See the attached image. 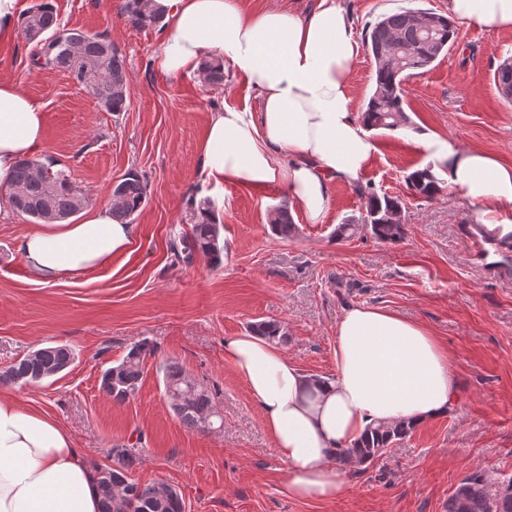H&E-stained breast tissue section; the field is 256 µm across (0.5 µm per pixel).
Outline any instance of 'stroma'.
Instances as JSON below:
<instances>
[{
    "label": "stroma",
    "instance_id": "1",
    "mask_svg": "<svg viewBox=\"0 0 512 512\" xmlns=\"http://www.w3.org/2000/svg\"><path fill=\"white\" fill-rule=\"evenodd\" d=\"M62 26L105 33L127 59L129 106L109 113L64 73L35 64L24 36L0 45V79L15 83L45 115L37 157L68 166L90 204L107 205L128 173L148 183L135 215L130 248L106 265L56 284L36 283L16 238L25 218L0 222V371L38 348L68 345L73 364L61 374L0 394L45 412L73 436L89 466L136 456L129 475L141 484L180 490L185 512H447L448 497L467 473L512 476V233L489 244L480 260L470 229L479 208L451 186L428 200L407 175L427 165L412 133L473 145L512 162V101L495 72L512 56V32L457 28L448 54L406 84L411 133L377 129L379 151L356 183L332 185L325 223H307L291 206L295 231L280 238L268 211L290 204L284 185L225 183L201 171L199 145L219 105L260 112V96L232 66L224 83L172 76L156 65L163 26L138 29L120 13L124 0H48ZM357 34L378 16L412 6L444 14L448 0H340ZM404 204L406 237L385 243L361 228L360 190ZM210 200L230 246L222 266L198 256L184 266L170 252L174 232L190 229ZM341 224L356 225L348 239ZM352 306L380 307L417 321L447 346L457 397L447 416L425 421L369 467L348 466L350 488L334 502L288 495L287 465L278 456L258 404L224 358V339L251 323H282L289 359L312 376L334 371L336 322ZM148 340L141 387L117 404L101 388L105 369ZM181 365L217 396L224 425L185 429L164 392L162 367Z\"/></svg>",
    "mask_w": 512,
    "mask_h": 512
}]
</instances>
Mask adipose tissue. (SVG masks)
Here are the masks:
<instances>
[{
    "instance_id": "1",
    "label": "adipose tissue",
    "mask_w": 512,
    "mask_h": 512,
    "mask_svg": "<svg viewBox=\"0 0 512 512\" xmlns=\"http://www.w3.org/2000/svg\"><path fill=\"white\" fill-rule=\"evenodd\" d=\"M166 34L159 67L191 74L222 59L262 99L259 113L215 111L201 143L207 181L220 187L285 183L307 223L333 209L332 183L354 181L378 144L352 110L351 64L359 50L340 0H319L308 15L280 8L245 12L240 0H152ZM461 25L512 30V0H448ZM42 107L0 80V218L11 210L2 187L17 161L43 142ZM434 174L482 208V223L512 231V164L483 149L435 136L419 139ZM135 227L108 207L88 208L77 224H43L17 248L38 283L103 266L127 251ZM224 355L259 404L275 449L288 467V494L331 502L348 491L337 452L370 428L446 415L456 399L448 350L429 329L366 306L336 324L330 377L304 373L275 343L254 333L224 340ZM0 512H100L95 474L52 417L0 395Z\"/></svg>"
}]
</instances>
